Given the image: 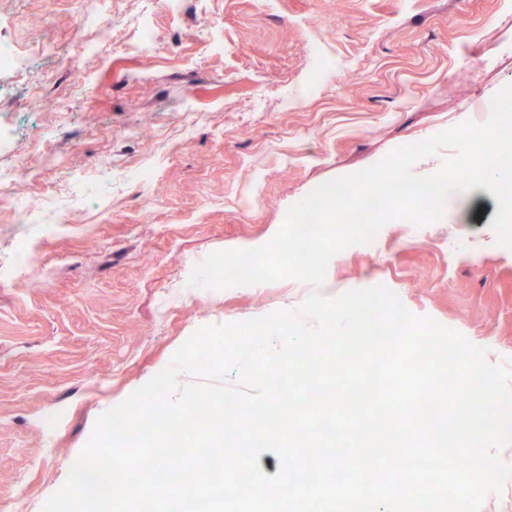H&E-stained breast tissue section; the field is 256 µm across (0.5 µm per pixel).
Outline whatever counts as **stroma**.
I'll return each instance as SVG.
<instances>
[{"label":"stroma","instance_id":"obj_1","mask_svg":"<svg viewBox=\"0 0 512 512\" xmlns=\"http://www.w3.org/2000/svg\"><path fill=\"white\" fill-rule=\"evenodd\" d=\"M98 9L0 0V47L24 63L0 71V168L37 167L0 184V512H43L97 417L199 328L294 311L313 291L294 279L189 286L209 253L266 244L319 185L479 120L476 103L512 84L506 0ZM497 209L477 187L453 193L418 238L390 221L336 254L320 291L387 287L512 367V250L490 227Z\"/></svg>","mask_w":512,"mask_h":512}]
</instances>
